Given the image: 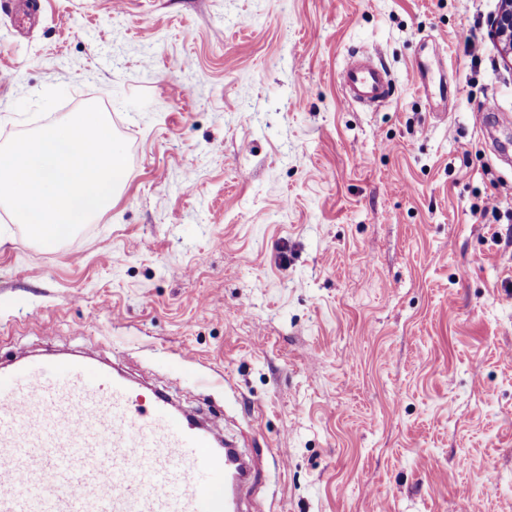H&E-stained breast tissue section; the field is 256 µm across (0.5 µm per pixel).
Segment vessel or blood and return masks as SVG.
Segmentation results:
<instances>
[{
    "label": "vessel or blood",
    "instance_id": "1",
    "mask_svg": "<svg viewBox=\"0 0 512 512\" xmlns=\"http://www.w3.org/2000/svg\"><path fill=\"white\" fill-rule=\"evenodd\" d=\"M343 98L373 106L387 71L350 53ZM162 393L87 359L0 371V512H242L253 464Z\"/></svg>",
    "mask_w": 512,
    "mask_h": 512
}]
</instances>
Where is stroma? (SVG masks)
I'll return each instance as SVG.
<instances>
[{
    "mask_svg": "<svg viewBox=\"0 0 512 512\" xmlns=\"http://www.w3.org/2000/svg\"><path fill=\"white\" fill-rule=\"evenodd\" d=\"M45 3L22 36L0 0V145L95 103L129 175L53 251L0 208V367L165 391L257 459L246 512H512L500 0ZM343 98L348 103L373 106L390 96L388 72L371 56L351 52L341 71Z\"/></svg>",
    "mask_w": 512,
    "mask_h": 512,
    "instance_id": "stroma-1",
    "label": "stroma"
}]
</instances>
